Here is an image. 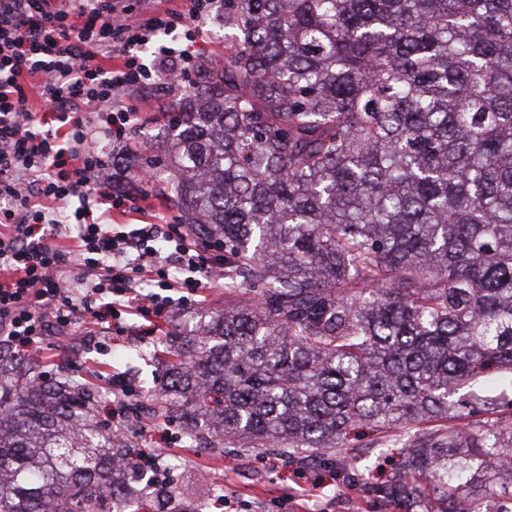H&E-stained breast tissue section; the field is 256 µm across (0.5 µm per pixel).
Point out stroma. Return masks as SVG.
Returning a JSON list of instances; mask_svg holds the SVG:
<instances>
[{"instance_id":"stroma-1","label":"stroma","mask_w":512,"mask_h":512,"mask_svg":"<svg viewBox=\"0 0 512 512\" xmlns=\"http://www.w3.org/2000/svg\"><path fill=\"white\" fill-rule=\"evenodd\" d=\"M170 92L149 85L139 90L135 99L140 107L135 131L103 142V159L111 161L114 153L127 143L142 138L159 140L167 134L171 118ZM132 208L115 214L120 224H153L158 216L177 221L178 213L152 186L140 185L131 190ZM195 301H186L146 324L139 336L112 338L96 329H80L76 336L62 340L58 334L48 336L39 358L45 371L58 375L60 369L79 362L83 371H129L141 393H148L161 366L162 336L168 328L184 323L197 311ZM143 423H155V430L144 433L141 444L161 452L160 464L169 471V483L179 499L202 501L212 498L214 486H223L227 496L219 512H263L266 503L276 499L284 486L309 490L310 495L290 502L291 512H389L388 507L369 493L376 482L392 477L400 455L392 449L394 436L369 429H357L349 437V453L358 455L356 469L344 470L316 461L303 466L288 464L279 455L256 448H237L225 443L223 448H197L181 440L176 423L157 421L154 409H147Z\"/></svg>"}]
</instances>
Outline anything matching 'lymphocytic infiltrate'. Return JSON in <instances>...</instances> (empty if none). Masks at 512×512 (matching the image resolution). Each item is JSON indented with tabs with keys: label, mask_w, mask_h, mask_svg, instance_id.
I'll use <instances>...</instances> for the list:
<instances>
[{
	"label": "lymphocytic infiltrate",
	"mask_w": 512,
	"mask_h": 512,
	"mask_svg": "<svg viewBox=\"0 0 512 512\" xmlns=\"http://www.w3.org/2000/svg\"><path fill=\"white\" fill-rule=\"evenodd\" d=\"M221 0H0V341L138 319L224 279L183 225L112 221L98 144L133 127L131 91L184 86ZM37 94L41 111L29 105ZM177 271L179 279L168 276Z\"/></svg>",
	"instance_id": "f902f5d3"
}]
</instances>
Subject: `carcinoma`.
Instances as JSON below:
<instances>
[{"instance_id":"obj_1","label":"carcinoma","mask_w":512,"mask_h":512,"mask_svg":"<svg viewBox=\"0 0 512 512\" xmlns=\"http://www.w3.org/2000/svg\"><path fill=\"white\" fill-rule=\"evenodd\" d=\"M224 60L171 101L160 168L224 287L165 336L162 416L210 448L341 459L399 431L400 512H512V0H224ZM474 400L465 418L455 404ZM76 374L0 367V512H109L140 454ZM176 495L168 485L139 499Z\"/></svg>"}]
</instances>
